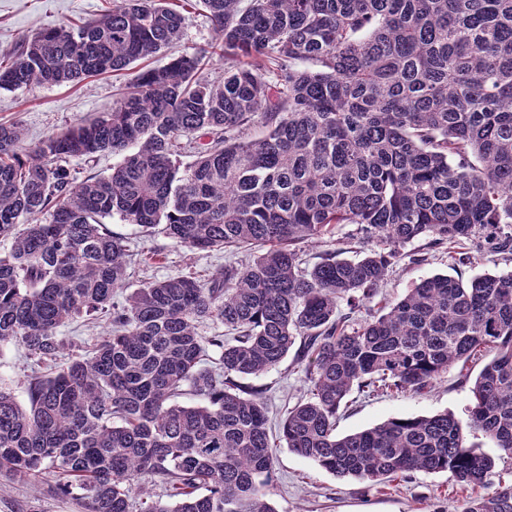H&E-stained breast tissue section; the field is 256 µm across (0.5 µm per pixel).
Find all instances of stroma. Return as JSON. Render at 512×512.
Masks as SVG:
<instances>
[{
  "label": "stroma",
  "mask_w": 512,
  "mask_h": 512,
  "mask_svg": "<svg viewBox=\"0 0 512 512\" xmlns=\"http://www.w3.org/2000/svg\"><path fill=\"white\" fill-rule=\"evenodd\" d=\"M111 6L112 0H0V56L37 27L75 25ZM217 43L203 8L189 9L179 47L189 51L214 46V53L201 70L202 76L212 81L224 73V59L216 49ZM138 69L134 63L126 70L92 76L77 83L0 90V123L19 124L24 131V148L35 147L48 136L111 108ZM109 227L125 238L134 256L127 280L131 290L181 274L191 273L205 280L232 260L231 255L221 251L189 250L161 233L144 231L116 217L111 219ZM403 252L404 259L389 271L382 283L380 299L397 301L409 288L436 274L458 273L467 279L504 267L499 257L485 252L476 254L470 262L453 265L446 250L426 248L421 241L406 245ZM483 365L479 359L463 369L451 367L431 390L423 393L357 397L342 413L337 431L346 435L392 417L426 416L444 411L466 418L470 393L468 385L461 383L460 373L465 370L470 376H477ZM31 373L32 362L22 345H0V388L13 392L19 402H26L25 385ZM247 383L264 390L270 423L274 426L307 390L293 351L276 368L248 378ZM483 494L480 488L460 489L445 473L419 472L404 481L397 479L381 484L342 479L294 454L285 444H278L275 450L272 503L276 512H452L469 497ZM25 505L32 512H80L74 500L47 497L43 488L10 481L0 484V512H20Z\"/></svg>",
  "instance_id": "35a3bbf8"
}]
</instances>
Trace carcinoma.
Masks as SVG:
<instances>
[{
	"mask_svg": "<svg viewBox=\"0 0 512 512\" xmlns=\"http://www.w3.org/2000/svg\"><path fill=\"white\" fill-rule=\"evenodd\" d=\"M202 4L223 79L201 77L196 48L26 155L20 127L0 124V344L39 369L68 358L33 371L26 407L0 389V476L38 485L50 470L46 493L83 512H275L266 398L240 379L299 339L307 393L279 427L290 451L362 482L447 473L492 489L460 512H512L496 470L512 461V270L433 275L357 319L413 241L512 262V0ZM183 21L167 0H112L80 26H41L0 59V89L123 70L177 43ZM184 138L196 159L182 169ZM104 153L122 156L106 175L72 164ZM115 216L191 250L260 253L121 302L131 254ZM345 226L361 256L304 265L300 244ZM76 318L110 327L79 356L59 333ZM208 321L229 338L201 336ZM480 353L492 358L466 421L445 411L336 433L353 393H422ZM186 395L196 404L175 402ZM477 432L498 458L468 444Z\"/></svg>",
	"mask_w": 512,
	"mask_h": 512,
	"instance_id": "carcinoma-1",
	"label": "carcinoma"
}]
</instances>
